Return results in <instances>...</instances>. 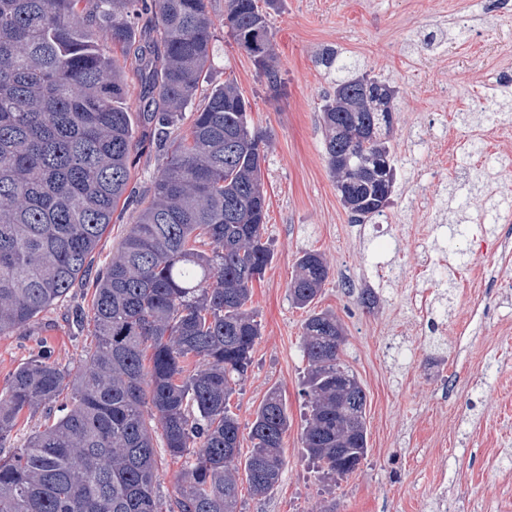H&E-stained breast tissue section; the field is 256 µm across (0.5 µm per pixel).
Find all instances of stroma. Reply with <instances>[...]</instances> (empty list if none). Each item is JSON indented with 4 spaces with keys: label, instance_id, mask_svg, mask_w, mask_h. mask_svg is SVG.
Returning <instances> with one entry per match:
<instances>
[{
    "label": "stroma",
    "instance_id": "obj_1",
    "mask_svg": "<svg viewBox=\"0 0 512 512\" xmlns=\"http://www.w3.org/2000/svg\"><path fill=\"white\" fill-rule=\"evenodd\" d=\"M217 23L218 80L234 81L266 140L263 239L271 250L248 303L261 323L229 408L249 429L270 389L288 410L284 467L266 496L239 479L238 512H512V249L496 217L512 198V0H282L269 22L284 91L272 96L252 59ZM336 50L396 86L390 135L397 179L383 216L351 223L324 150L320 106ZM131 168L135 204L117 207L93 257L116 254L165 153L151 128ZM330 274L310 308L289 283L303 251ZM72 288L28 328L0 335V388L42 352L78 367L90 346ZM341 320V358L367 396L368 453L334 481L303 447L310 312Z\"/></svg>",
    "mask_w": 512,
    "mask_h": 512
}]
</instances>
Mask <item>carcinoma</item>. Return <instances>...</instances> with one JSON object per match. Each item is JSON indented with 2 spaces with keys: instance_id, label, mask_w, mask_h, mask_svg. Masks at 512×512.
Returning a JSON list of instances; mask_svg holds the SVG:
<instances>
[{
  "instance_id": "obj_1",
  "label": "carcinoma",
  "mask_w": 512,
  "mask_h": 512,
  "mask_svg": "<svg viewBox=\"0 0 512 512\" xmlns=\"http://www.w3.org/2000/svg\"><path fill=\"white\" fill-rule=\"evenodd\" d=\"M225 0L227 35L253 59L277 94L269 10L279 0ZM266 33L263 44L251 34ZM215 21L206 0H0V335L28 327L71 288L92 289L87 314L93 346L77 370L46 354L22 363L0 392V448L18 417L51 406L48 422L22 448L0 456V512H237L240 423L228 409L260 336L246 309L270 250L263 138L248 122L249 102L212 79ZM134 57L142 117L166 151L153 195L118 253L93 270L112 212L130 195L136 138L124 100L130 89L115 50ZM326 49L336 67L334 96L321 107L329 169L336 148L352 162L379 154L396 177L380 83ZM202 107L175 137L201 86ZM362 101L336 111V98ZM351 220L381 216L379 181L352 186ZM323 255L306 250L289 284L309 306L328 279ZM309 416L303 444L324 472L344 478L366 458L367 434L346 439L345 417L364 418L361 385L353 401H327L336 375L353 376L336 346V314L303 325ZM183 460L175 493L158 494L154 435ZM288 412L277 390L258 407L244 471L266 495L284 459Z\"/></svg>"
}]
</instances>
